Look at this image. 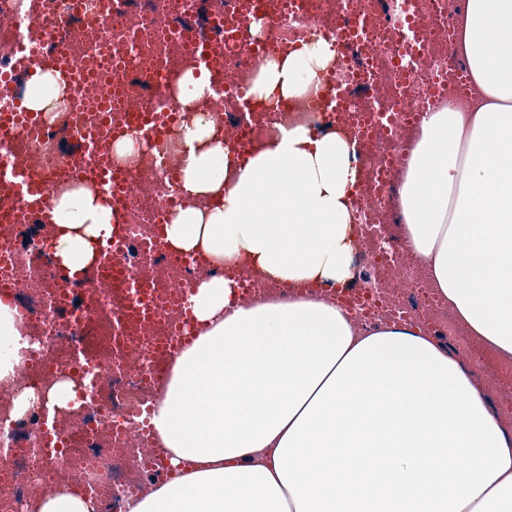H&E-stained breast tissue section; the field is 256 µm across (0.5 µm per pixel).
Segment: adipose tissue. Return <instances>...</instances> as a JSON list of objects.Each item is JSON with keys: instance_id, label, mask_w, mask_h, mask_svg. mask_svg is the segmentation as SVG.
<instances>
[{"instance_id": "ef3b65f1", "label": "adipose tissue", "mask_w": 512, "mask_h": 512, "mask_svg": "<svg viewBox=\"0 0 512 512\" xmlns=\"http://www.w3.org/2000/svg\"><path fill=\"white\" fill-rule=\"evenodd\" d=\"M457 50L479 90L423 113L401 176V233L457 322L512 363V0H466ZM325 38L268 59L261 104L310 96L335 61ZM180 192L165 237L177 251L247 260L290 283L344 284L353 272L356 149L304 125L250 147L246 160L197 103L206 71L178 79ZM54 258L86 272L112 208L81 187L52 204ZM234 282L202 278L199 330L178 351L151 424L175 474L126 512H512V425L467 366L408 325L356 330L316 297L249 305ZM24 345L0 304V382Z\"/></svg>"}]
</instances>
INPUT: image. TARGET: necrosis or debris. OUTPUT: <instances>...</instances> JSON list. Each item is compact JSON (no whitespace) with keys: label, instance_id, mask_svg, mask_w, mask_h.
I'll return each mask as SVG.
<instances>
[{"label":"necrosis or debris","instance_id":"necrosis-or-debris-1","mask_svg":"<svg viewBox=\"0 0 512 512\" xmlns=\"http://www.w3.org/2000/svg\"><path fill=\"white\" fill-rule=\"evenodd\" d=\"M463 7L464 0H303L295 12H279L267 42L292 47L320 37L333 40L332 80L351 94L354 106L329 119L299 99L276 112H255L242 123L253 144L290 123L319 134L336 130L356 141L363 168L355 193L354 275L343 287L311 282L308 292L342 300L357 330L410 324L447 337L455 349L460 329L453 327L430 280L415 276L417 262L393 226L399 221L400 171L411 147L415 113L434 111L450 96L465 103L477 97L474 84L459 82L460 73L469 69L455 48ZM237 8L236 0H112L110 12L98 15L71 8L69 0H0V72L16 66L23 41L40 39L38 29L22 32L23 20L52 12L61 26L50 40L64 45L79 75L90 79L85 89L67 87L53 95L40 126L20 129L8 149L44 180L48 199L72 189L67 171L79 164V139L94 132L109 158L112 131L128 126L130 105L157 112L177 108L173 83H151L149 74L193 67L190 46L223 42L224 18ZM410 15L423 23L417 49L402 28ZM358 21L364 25L363 41L340 40V30ZM222 57V95L198 104L200 111L219 117L239 112L237 90L249 85L263 63L242 51ZM403 60L408 63L404 69L399 66ZM182 133V124L170 126L129 169L133 193L125 220L134 243L113 264L147 281L160 315L122 339L112 338V315L124 307V294L113 291L103 305L92 290L69 283L48 254L53 225L0 228V245L12 246L6 262H0V284L12 285L9 298L20 316V332L31 343L16 381L0 383V448L8 451L0 458V512H37L41 492L62 483L97 501L103 512H122L127 501L152 489L146 454L156 439L144 432L141 419L158 388L150 376L159 366L155 347L177 322L175 292L197 287L212 271L206 262L190 267L179 257L148 249L158 235L160 210L187 203L170 176L178 166ZM78 352L90 359L82 369L92 382L90 395L55 412L53 425L66 449L52 455L42 439L45 402L20 415L14 398L25 389L43 395L74 378L80 370L74 358Z\"/></svg>","mask_w":512,"mask_h":512}]
</instances>
